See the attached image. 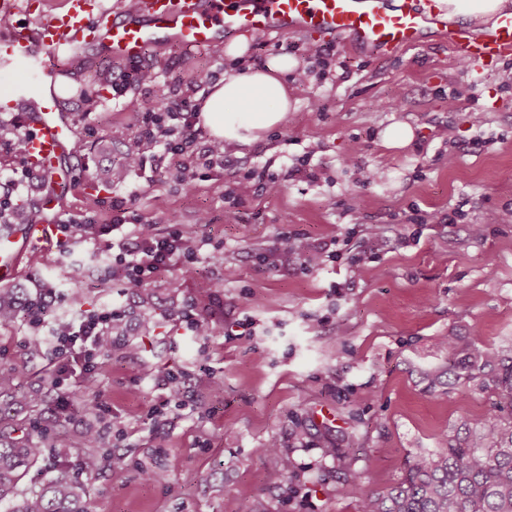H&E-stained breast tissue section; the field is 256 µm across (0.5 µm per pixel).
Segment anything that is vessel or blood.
Segmentation results:
<instances>
[{
  "label": "vessel or blood",
  "instance_id": "1",
  "mask_svg": "<svg viewBox=\"0 0 512 512\" xmlns=\"http://www.w3.org/2000/svg\"><path fill=\"white\" fill-rule=\"evenodd\" d=\"M25 15V23L15 15ZM0 64L30 63L38 75L58 77L65 59L89 52L115 60L137 61L160 42L191 50L250 30L285 36L295 32L329 41L348 37L361 52L385 56L416 47L431 31L442 32L454 57L486 71L512 57V14L481 29L453 24L436 0H137L133 12L107 8L104 0H0ZM13 107L34 130L26 156L50 176L57 193L69 190L62 161L72 125L59 93L39 85L12 90ZM58 227L41 220L0 233V282L14 278L32 240L48 241Z\"/></svg>",
  "mask_w": 512,
  "mask_h": 512
}]
</instances>
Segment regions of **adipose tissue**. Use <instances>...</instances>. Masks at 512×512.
I'll list each match as a JSON object with an SVG mask.
<instances>
[{
  "label": "adipose tissue",
  "mask_w": 512,
  "mask_h": 512,
  "mask_svg": "<svg viewBox=\"0 0 512 512\" xmlns=\"http://www.w3.org/2000/svg\"><path fill=\"white\" fill-rule=\"evenodd\" d=\"M449 17H463L488 25L505 11L512 0H441ZM296 60L279 55L264 67L225 78L212 86L199 107L200 120L210 135L229 145L247 144L269 129L284 123L297 105L286 76Z\"/></svg>",
  "instance_id": "1"
}]
</instances>
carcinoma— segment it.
Segmentation results:
<instances>
[{
    "label": "carcinoma",
    "instance_id": "1",
    "mask_svg": "<svg viewBox=\"0 0 512 512\" xmlns=\"http://www.w3.org/2000/svg\"><path fill=\"white\" fill-rule=\"evenodd\" d=\"M448 376L462 393L496 397L498 411L480 426L416 456L406 475L381 493L365 494L360 512H512V344L480 336H444ZM41 457L31 445L0 442V501L13 493L26 469ZM13 512H89L85 490L58 475L24 498Z\"/></svg>",
    "mask_w": 512,
    "mask_h": 512
}]
</instances>
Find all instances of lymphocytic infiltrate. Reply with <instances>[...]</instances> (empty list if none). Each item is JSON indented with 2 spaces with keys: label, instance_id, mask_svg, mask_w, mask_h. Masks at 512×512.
I'll use <instances>...</instances> for the list:
<instances>
[{
  "label": "lymphocytic infiltrate",
  "instance_id": "1",
  "mask_svg": "<svg viewBox=\"0 0 512 512\" xmlns=\"http://www.w3.org/2000/svg\"><path fill=\"white\" fill-rule=\"evenodd\" d=\"M195 90L194 83H185L183 90L163 109L135 111L137 139L153 144L162 154L188 156L192 163L207 169L231 166V149L224 143L213 141L202 147L197 144L196 114L190 106ZM125 223V217L118 216L108 225L85 223L84 229L90 242L112 234V278L128 292L141 291L161 272L196 255L190 225L162 233L153 224H137L128 231ZM338 244L335 238L324 240L306 236L298 238L292 247L277 248L276 255L304 267L314 266L338 257ZM127 324L125 310L114 308L58 324L53 330L57 386H64L77 376H88L95 368L97 357L111 349L114 330Z\"/></svg>",
  "mask_w": 512,
  "mask_h": 512
}]
</instances>
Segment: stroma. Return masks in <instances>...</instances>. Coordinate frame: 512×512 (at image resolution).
Returning <instances> with one entry per match:
<instances>
[{
	"instance_id": "obj_1",
	"label": "stroma",
	"mask_w": 512,
	"mask_h": 512,
	"mask_svg": "<svg viewBox=\"0 0 512 512\" xmlns=\"http://www.w3.org/2000/svg\"><path fill=\"white\" fill-rule=\"evenodd\" d=\"M143 62L157 80L119 96L111 90L122 64L92 55L68 63L69 192L45 210L23 189L0 188V198L53 224H108L122 206L131 223L194 225L203 246L139 297L112 279L111 236L29 250L8 289L33 298L48 286L58 299L43 323L21 315L0 324V372L15 388L0 396V421L15 445L32 432L45 450L17 496L63 474L86 489L92 512H359L343 491L351 474H363L365 491H386L413 456L493 411L489 393L452 392L427 374L448 366L438 337L512 338V223L488 220L512 208V58L481 74L436 35L386 58L336 40L330 63L298 87L287 123L233 150L243 172L281 174L307 160L315 179L272 194L243 173L175 172L150 144L145 171L109 180L136 134L133 108L161 106L181 81H198L205 97L236 72L220 42L190 52L163 42ZM396 124L413 137L393 148L383 136ZM363 166L378 170L375 184H359ZM229 192L241 205L229 206ZM458 206L456 223H429V213ZM202 211L210 223H197ZM364 224L381 235L363 238ZM282 232L352 236L356 257L271 268L263 256ZM74 259L86 266L78 286ZM189 304L208 321V339L176 321ZM113 305L131 312L124 335L140 349L116 345L90 383L70 385L61 409L49 331ZM144 310L151 324L138 322ZM162 372L177 376L184 406L155 417L162 395L152 376ZM89 425L100 431L94 446ZM272 438L280 456L260 452ZM92 452L94 473L82 468Z\"/></svg>"
}]
</instances>
